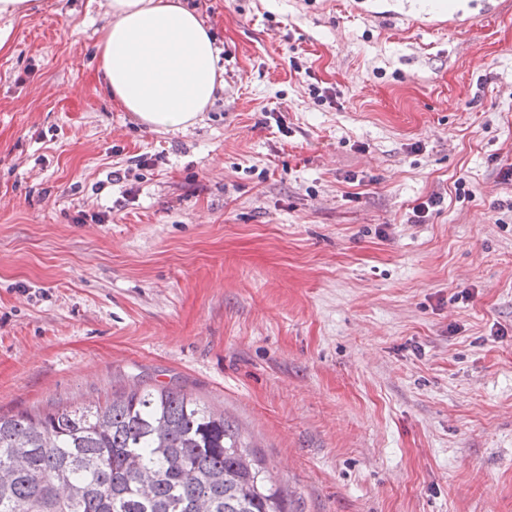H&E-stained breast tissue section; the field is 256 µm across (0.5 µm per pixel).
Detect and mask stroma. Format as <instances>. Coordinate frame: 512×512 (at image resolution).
<instances>
[{
  "instance_id": "stroma-1",
  "label": "stroma",
  "mask_w": 512,
  "mask_h": 512,
  "mask_svg": "<svg viewBox=\"0 0 512 512\" xmlns=\"http://www.w3.org/2000/svg\"><path fill=\"white\" fill-rule=\"evenodd\" d=\"M34 2L0 19V414L176 385L288 512H512V0H186L224 87L174 133L103 86L105 0Z\"/></svg>"
}]
</instances>
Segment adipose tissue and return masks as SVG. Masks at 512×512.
I'll return each mask as SVG.
<instances>
[{"instance_id":"adipose-tissue-1","label":"adipose tissue","mask_w":512,"mask_h":512,"mask_svg":"<svg viewBox=\"0 0 512 512\" xmlns=\"http://www.w3.org/2000/svg\"><path fill=\"white\" fill-rule=\"evenodd\" d=\"M98 46L112 100L157 131L193 125L224 83L204 20L182 0H106Z\"/></svg>"}]
</instances>
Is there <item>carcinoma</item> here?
I'll return each mask as SVG.
<instances>
[{"mask_svg":"<svg viewBox=\"0 0 512 512\" xmlns=\"http://www.w3.org/2000/svg\"><path fill=\"white\" fill-rule=\"evenodd\" d=\"M0 512H287L237 429L190 394L0 415Z\"/></svg>","mask_w":512,"mask_h":512,"instance_id":"obj_1","label":"carcinoma"}]
</instances>
